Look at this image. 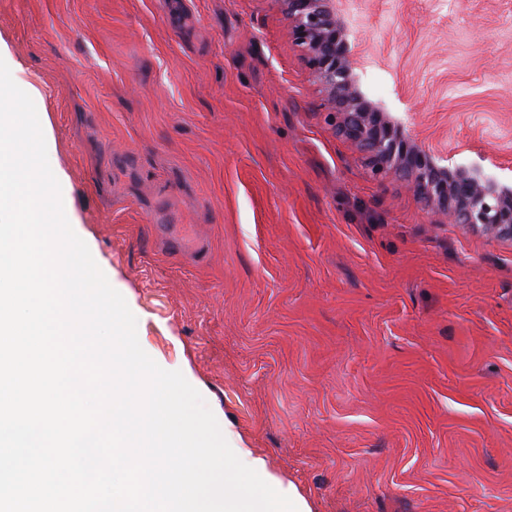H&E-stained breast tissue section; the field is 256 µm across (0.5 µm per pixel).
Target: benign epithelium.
Here are the masks:
<instances>
[{
	"instance_id": "obj_1",
	"label": "benign epithelium",
	"mask_w": 512,
	"mask_h": 512,
	"mask_svg": "<svg viewBox=\"0 0 512 512\" xmlns=\"http://www.w3.org/2000/svg\"><path fill=\"white\" fill-rule=\"evenodd\" d=\"M298 45L336 135L352 142L376 177L395 178L427 208L465 230L512 242V184L478 162L444 165L398 114L366 94L349 0H272Z\"/></svg>"
}]
</instances>
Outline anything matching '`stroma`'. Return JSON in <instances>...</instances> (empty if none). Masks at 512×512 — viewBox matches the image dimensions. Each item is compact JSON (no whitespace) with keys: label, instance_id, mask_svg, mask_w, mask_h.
Listing matches in <instances>:
<instances>
[{"label":"stroma","instance_id":"35a3bbf8","mask_svg":"<svg viewBox=\"0 0 512 512\" xmlns=\"http://www.w3.org/2000/svg\"><path fill=\"white\" fill-rule=\"evenodd\" d=\"M364 89L512 180V0H357ZM75 229L311 512H512V243L336 136L271 0H0Z\"/></svg>","mask_w":512,"mask_h":512}]
</instances>
